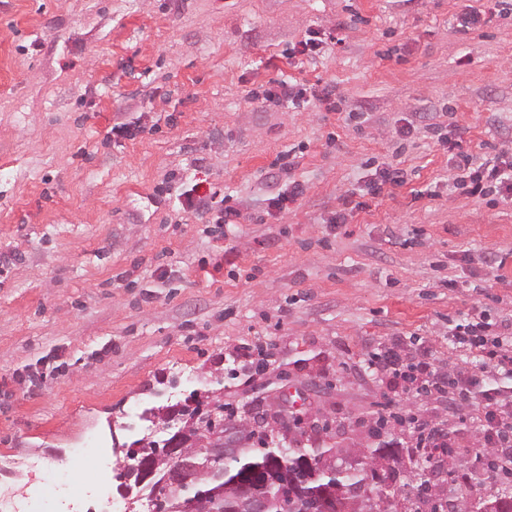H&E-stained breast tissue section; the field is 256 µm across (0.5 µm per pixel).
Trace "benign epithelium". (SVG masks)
<instances>
[{
	"label": "benign epithelium",
	"instance_id": "7a95c632",
	"mask_svg": "<svg viewBox=\"0 0 512 512\" xmlns=\"http://www.w3.org/2000/svg\"><path fill=\"white\" fill-rule=\"evenodd\" d=\"M290 418L292 410L286 394L273 400L264 412L235 422L228 432L220 427L209 428L195 416L188 419L169 444L158 443L152 446L143 442L123 449L129 464L123 466L116 479L121 481L120 488L128 495L132 492V479H137V485L140 486L153 479L159 470H164L165 478L156 488L158 509L161 510L164 508V500L178 493L190 480L202 477L193 461L196 455L222 460L226 451L238 447L247 434L261 428L286 435L292 428ZM303 480L304 474L299 472L283 470L278 474H269L254 471L238 480L235 494L247 504L249 512H268V500L255 493L252 485L274 481L282 486V512H331L332 497L325 493L305 502L296 499L293 487Z\"/></svg>",
	"mask_w": 512,
	"mask_h": 512
}]
</instances>
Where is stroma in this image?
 Wrapping results in <instances>:
<instances>
[{
    "label": "stroma",
    "instance_id": "obj_1",
    "mask_svg": "<svg viewBox=\"0 0 512 512\" xmlns=\"http://www.w3.org/2000/svg\"><path fill=\"white\" fill-rule=\"evenodd\" d=\"M313 30L338 44L291 56ZM282 78L336 85L335 108L264 102ZM453 142L512 153V0H0V512L50 481L51 512H147L116 480L124 446L167 436L144 409L238 420L283 391L339 465L395 414L392 512L420 505L409 416L457 446L432 496L489 491L481 391L512 381L448 332L512 322V201L468 195ZM384 162L402 184L333 224ZM194 186L219 196L186 207ZM392 349L480 386L415 394L370 367Z\"/></svg>",
    "mask_w": 512,
    "mask_h": 512
}]
</instances>
